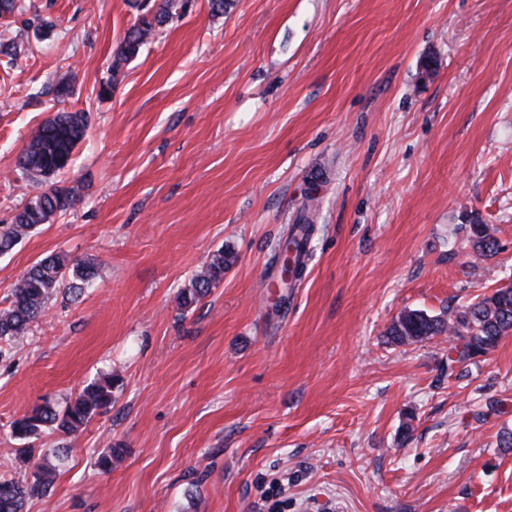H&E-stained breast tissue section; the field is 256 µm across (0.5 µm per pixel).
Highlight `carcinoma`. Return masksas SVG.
<instances>
[{
	"mask_svg": "<svg viewBox=\"0 0 512 512\" xmlns=\"http://www.w3.org/2000/svg\"><path fill=\"white\" fill-rule=\"evenodd\" d=\"M188 7V0H161L159 7L140 15L120 43L112 70L136 57L156 28L180 18ZM88 130V113L84 111L58 112L48 118L27 141L18 157V165L35 181L40 182L68 168L77 145ZM79 200L75 186H50L42 190L18 211L12 223L0 225V255L14 247L37 226L45 224L57 214L73 208ZM473 249L480 257H489L499 250L497 241L487 227L475 220L464 225ZM314 225L301 215L289 226L284 245L275 256L280 261L286 252L292 253V267L281 266L284 274L296 280L304 271ZM232 262V255L215 252L202 273L191 280L180 292L185 308L199 302L224 276V267ZM94 259L71 260L62 253H50L35 263L17 280L12 288L10 304L0 310V341L22 338L32 323L45 312L54 294L66 288L80 296L96 276ZM443 333L452 335L448 349V370L464 364L478 353H488L500 339L512 333V285L498 288L477 301L448 311V319L431 316L419 309L401 312L389 325L387 336L397 345L423 342ZM116 380L107 376L87 384L64 408L48 403L37 405L11 422V434L20 440L39 438L46 430L71 435L86 426L96 415L112 407V391ZM33 459V449H14V470L9 478L0 476V512H24L28 499L44 495L52 487L55 468L47 463L36 465L31 476L24 475Z\"/></svg>",
	"mask_w": 512,
	"mask_h": 512,
	"instance_id": "obj_1",
	"label": "carcinoma"
}]
</instances>
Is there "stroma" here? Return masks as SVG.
Masks as SVG:
<instances>
[{
    "label": "stroma",
    "mask_w": 512,
    "mask_h": 512,
    "mask_svg": "<svg viewBox=\"0 0 512 512\" xmlns=\"http://www.w3.org/2000/svg\"><path fill=\"white\" fill-rule=\"evenodd\" d=\"M20 4L0 24V225L39 190L17 164L36 128H89L52 177L76 205L0 256V309L47 254L97 276L0 342V475L14 418L117 379L109 412L35 441L56 479L24 512H512V334L453 367L447 336L385 335L512 283V0H189L117 73L128 0ZM304 208L312 256L284 293L271 260ZM219 250L223 278L181 306ZM468 238L472 243L473 249L480 257H489L496 254L499 250L497 241L488 233L485 224L478 221H471L470 224H464Z\"/></svg>",
    "instance_id": "35a3bbf8"
}]
</instances>
